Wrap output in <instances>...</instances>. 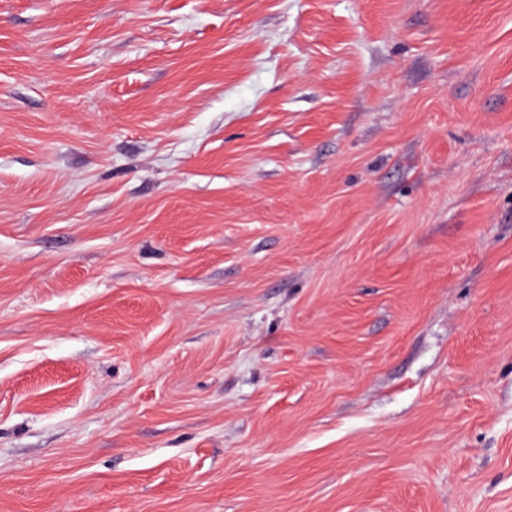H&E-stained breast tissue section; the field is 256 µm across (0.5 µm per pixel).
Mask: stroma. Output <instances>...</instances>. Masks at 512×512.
I'll return each instance as SVG.
<instances>
[{"mask_svg": "<svg viewBox=\"0 0 512 512\" xmlns=\"http://www.w3.org/2000/svg\"><path fill=\"white\" fill-rule=\"evenodd\" d=\"M0 512H512V0H0Z\"/></svg>", "mask_w": 512, "mask_h": 512, "instance_id": "stroma-1", "label": "stroma"}]
</instances>
